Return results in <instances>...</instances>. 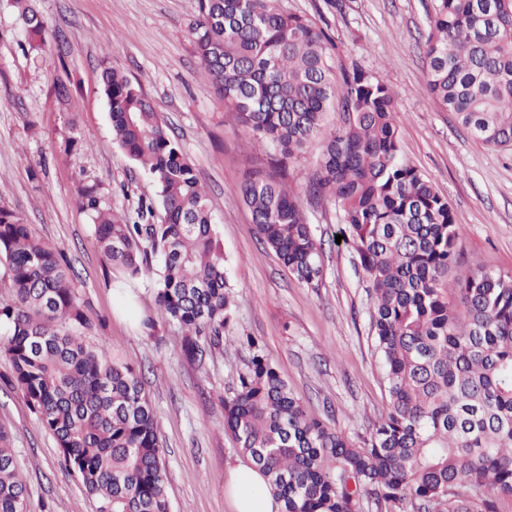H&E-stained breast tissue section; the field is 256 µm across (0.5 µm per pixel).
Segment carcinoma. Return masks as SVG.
Wrapping results in <instances>:
<instances>
[{
  "instance_id": "1",
  "label": "carcinoma",
  "mask_w": 512,
  "mask_h": 512,
  "mask_svg": "<svg viewBox=\"0 0 512 512\" xmlns=\"http://www.w3.org/2000/svg\"><path fill=\"white\" fill-rule=\"evenodd\" d=\"M33 46L43 23L15 0ZM425 42L426 90L484 145L512 147V0H437ZM189 36L204 81L249 140L273 147L238 196L261 240L300 283L324 277L322 241L300 196L338 209L370 296L369 327L386 407L358 444L311 414L254 336L224 400V429L267 477L281 512H501L512 502V276L483 268L454 283L458 224L402 155L387 82L355 65L336 71L328 29L280 0H198ZM101 83L112 134L157 197L112 209L80 190L108 268L156 275L155 312L200 361L224 342L232 302L209 199L178 139L120 70ZM336 110L330 130L324 115ZM324 139L302 194L288 186L308 143ZM0 356L9 386L53 435L97 512H170L154 408L140 372L84 336L102 325L77 292L66 256L0 206ZM27 484L0 430V512H24Z\"/></svg>"
}]
</instances>
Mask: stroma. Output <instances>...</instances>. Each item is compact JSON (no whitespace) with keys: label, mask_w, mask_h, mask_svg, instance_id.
Segmentation results:
<instances>
[{"label":"stroma","mask_w":512,"mask_h":512,"mask_svg":"<svg viewBox=\"0 0 512 512\" xmlns=\"http://www.w3.org/2000/svg\"><path fill=\"white\" fill-rule=\"evenodd\" d=\"M45 44L30 47L19 12L0 0V205L63 250L78 292L112 353L140 369L162 441L171 512H231L224 480L240 455L224 431V399L249 359L236 343L256 336L293 393L332 427L362 440L384 405L381 367L369 335L367 282L356 256L338 243L332 205L310 207L324 241V278L310 288L264 246L237 198L245 169L262 163L255 147L224 117L204 83L188 34L197 0H32ZM282 0L290 12L329 25L341 39L339 64L379 73L397 104L405 157L445 197L459 226L461 261L512 274V150L482 145L425 92L424 44L435 0ZM124 72L151 99L178 139L213 208L234 296L224 346L191 361L182 332L138 324L154 306L153 280L112 281L79 205L80 182L97 183L112 208L153 194L143 172L115 142L101 73ZM70 78L69 98L56 85ZM0 360V429L8 431L29 488L27 512H97L54 437L8 387Z\"/></svg>","instance_id":"stroma-1"}]
</instances>
